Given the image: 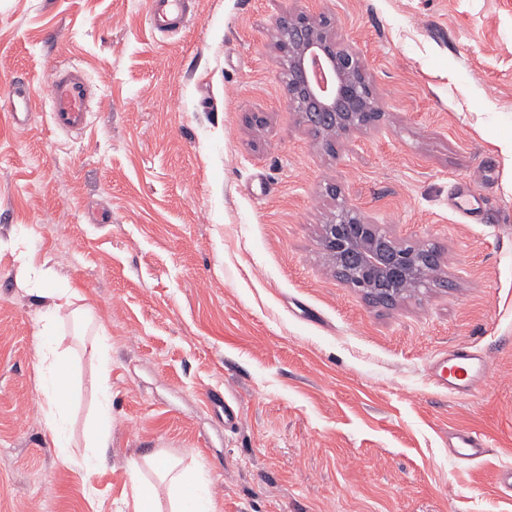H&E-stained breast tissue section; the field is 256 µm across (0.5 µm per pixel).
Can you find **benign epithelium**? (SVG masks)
<instances>
[{
	"mask_svg": "<svg viewBox=\"0 0 512 512\" xmlns=\"http://www.w3.org/2000/svg\"><path fill=\"white\" fill-rule=\"evenodd\" d=\"M292 111L334 150L341 139L376 128L383 117L365 64L341 40L324 13L288 14L276 41ZM322 246L336 275L366 298L393 302L426 284L439 267L435 250L409 246L382 232L341 200L322 229Z\"/></svg>",
	"mask_w": 512,
	"mask_h": 512,
	"instance_id": "7a95c632",
	"label": "benign epithelium"
}]
</instances>
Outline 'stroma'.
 Returning a JSON list of instances; mask_svg holds the SVG:
<instances>
[{
  "instance_id": "1",
  "label": "stroma",
  "mask_w": 512,
  "mask_h": 512,
  "mask_svg": "<svg viewBox=\"0 0 512 512\" xmlns=\"http://www.w3.org/2000/svg\"><path fill=\"white\" fill-rule=\"evenodd\" d=\"M148 7L0 0V101L61 65L94 86L80 133L43 106L24 129L0 115V512H127L132 463L159 449L215 512H512V0H193L171 36ZM299 10L335 19L384 112L335 151L288 105L276 36ZM335 186L437 251L426 287L383 305L337 278ZM46 288L107 333L100 355L58 324L65 456L35 353ZM455 347L487 363L465 398L430 372ZM104 364L111 446L90 466ZM460 430L482 459L452 457Z\"/></svg>"
}]
</instances>
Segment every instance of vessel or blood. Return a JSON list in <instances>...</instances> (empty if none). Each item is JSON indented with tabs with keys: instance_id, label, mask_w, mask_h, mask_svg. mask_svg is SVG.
<instances>
[{
	"instance_id": "b4317fda",
	"label": "vessel or blood",
	"mask_w": 512,
	"mask_h": 512,
	"mask_svg": "<svg viewBox=\"0 0 512 512\" xmlns=\"http://www.w3.org/2000/svg\"><path fill=\"white\" fill-rule=\"evenodd\" d=\"M190 13V0H150L147 14L152 30L173 33L183 24ZM50 95L47 100L55 127L67 132L85 130L90 119V102L93 86L86 74L76 67L56 68L49 78ZM36 109V101L16 84L7 101L9 118L13 124L26 125ZM448 376L440 382L441 387L457 394L468 393L475 375L482 371L483 362L467 349L450 350L438 361ZM487 441L473 432L456 433L452 455L458 459L476 460L485 453Z\"/></svg>"
}]
</instances>
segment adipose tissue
<instances>
[{
  "label": "adipose tissue",
  "mask_w": 512,
  "mask_h": 512,
  "mask_svg": "<svg viewBox=\"0 0 512 512\" xmlns=\"http://www.w3.org/2000/svg\"><path fill=\"white\" fill-rule=\"evenodd\" d=\"M41 386L46 395V423L57 448L67 446L66 429L73 400L70 361L67 353H57L41 371ZM149 464L158 481L146 480L142 464ZM132 512H214L212 499L203 478L184 466L181 459L162 451L132 466Z\"/></svg>",
  "instance_id": "ef3b65f1"
}]
</instances>
